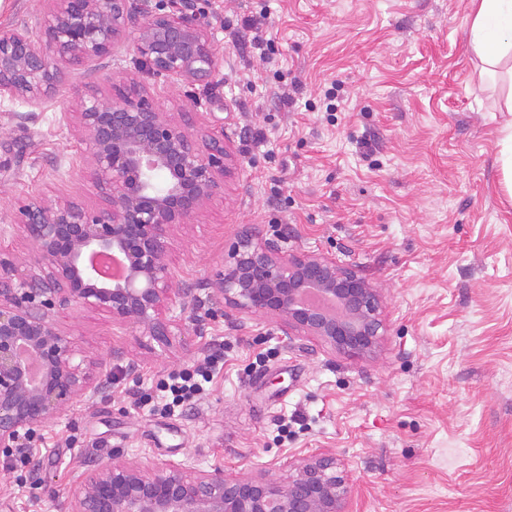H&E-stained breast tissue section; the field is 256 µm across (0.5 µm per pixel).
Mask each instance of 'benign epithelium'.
<instances>
[{
	"label": "benign epithelium",
	"mask_w": 512,
	"mask_h": 512,
	"mask_svg": "<svg viewBox=\"0 0 512 512\" xmlns=\"http://www.w3.org/2000/svg\"><path fill=\"white\" fill-rule=\"evenodd\" d=\"M43 30L20 24L0 33V99L39 106L63 84L60 62H100L124 39L128 0H44ZM138 72L202 81L215 67L207 31L181 11L143 8L133 43ZM107 98L90 89L78 103L77 129L103 199L98 211L76 201L31 197L16 209L38 266L22 271L0 257V447L51 422L77 398L99 390L54 323L80 304L112 323L158 339L176 323L164 312L176 297L170 232L190 224L224 189L231 157L224 139L197 137L158 108L134 75ZM118 256L120 279L103 278L95 259ZM224 306L261 315L287 337L312 336L333 351L367 359L386 326L378 289L321 254L281 250L273 239L238 237L214 279ZM70 512H352L348 472L321 452L291 466L288 480L222 469L186 474L170 464L152 474L116 454L89 473Z\"/></svg>",
	"instance_id": "obj_1"
}]
</instances>
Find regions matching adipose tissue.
Instances as JSON below:
<instances>
[{
	"mask_svg": "<svg viewBox=\"0 0 512 512\" xmlns=\"http://www.w3.org/2000/svg\"><path fill=\"white\" fill-rule=\"evenodd\" d=\"M468 41L483 73L512 85V0H473Z\"/></svg>",
	"mask_w": 512,
	"mask_h": 512,
	"instance_id": "adipose-tissue-1",
	"label": "adipose tissue"
}]
</instances>
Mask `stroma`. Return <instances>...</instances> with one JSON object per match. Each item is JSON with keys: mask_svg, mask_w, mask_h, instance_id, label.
Instances as JSON below:
<instances>
[{"mask_svg": "<svg viewBox=\"0 0 512 512\" xmlns=\"http://www.w3.org/2000/svg\"><path fill=\"white\" fill-rule=\"evenodd\" d=\"M189 6L216 51L210 80L144 81L233 157L223 194L171 235L177 285L196 308L172 305L180 326L165 345L100 310L57 314L102 389L42 427L29 485L0 470V512H68L83 476L115 453L149 471L175 462L284 480L325 451L351 475L354 512H512V200L495 163L512 89L469 48L470 0ZM259 10L266 57L241 23ZM133 40L106 66L67 63L41 107L0 101V251L35 262L14 222L22 199L102 208L75 112L89 87L111 93L113 76L136 69ZM245 232L349 264L379 288L376 356L225 315L210 282ZM219 345L224 367L197 405L179 416L136 406L153 380ZM293 415L299 426L280 436Z\"/></svg>", "mask_w": 512, "mask_h": 512, "instance_id": "obj_1", "label": "stroma"}]
</instances>
